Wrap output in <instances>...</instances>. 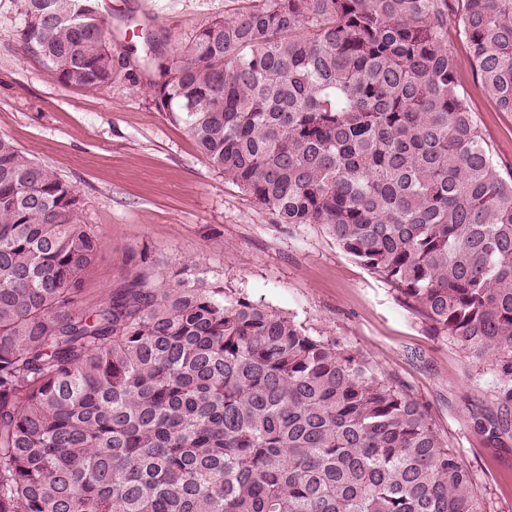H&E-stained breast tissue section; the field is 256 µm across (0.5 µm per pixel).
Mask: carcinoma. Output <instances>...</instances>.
<instances>
[{"instance_id":"obj_1","label":"carcinoma","mask_w":512,"mask_h":512,"mask_svg":"<svg viewBox=\"0 0 512 512\" xmlns=\"http://www.w3.org/2000/svg\"><path fill=\"white\" fill-rule=\"evenodd\" d=\"M24 4L62 83H112L99 0ZM451 32L512 112V0H246L142 60L155 108L271 223L321 225L491 360L493 441L512 430V172ZM80 206L0 136V512H486L406 387L196 262L88 302L103 242ZM449 42L456 59L461 88L495 161L506 173L512 167V113L499 112L485 94L462 41L453 32Z\"/></svg>"}]
</instances>
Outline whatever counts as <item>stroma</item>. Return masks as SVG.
I'll use <instances>...</instances> for the list:
<instances>
[{
    "label": "stroma",
    "instance_id": "35a3bbf8",
    "mask_svg": "<svg viewBox=\"0 0 512 512\" xmlns=\"http://www.w3.org/2000/svg\"><path fill=\"white\" fill-rule=\"evenodd\" d=\"M112 49L142 55L150 26L174 52L234 0H105ZM23 0H0V135L55 169L81 196V223L103 240L89 301L140 275L196 261L251 301L292 313L310 334L359 352L428 404L434 428L470 466L487 512H512V433L488 441L476 420L495 414L489 363L428 334L390 284L348 256L317 224L272 223L211 169L184 128L158 112L150 72L119 70L97 90L64 85L21 39ZM458 79L502 170L512 169V113L485 94L462 41L449 38Z\"/></svg>",
    "mask_w": 512,
    "mask_h": 512
}]
</instances>
